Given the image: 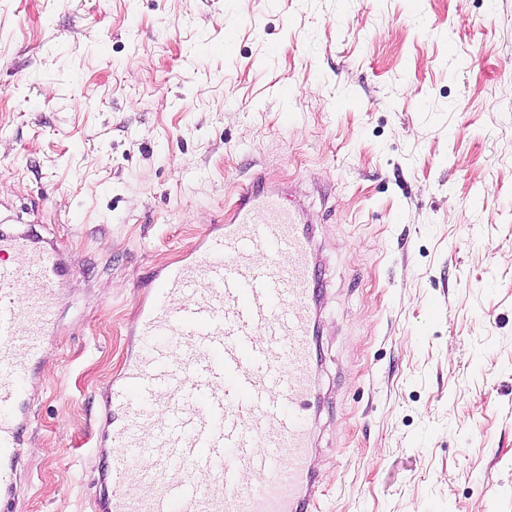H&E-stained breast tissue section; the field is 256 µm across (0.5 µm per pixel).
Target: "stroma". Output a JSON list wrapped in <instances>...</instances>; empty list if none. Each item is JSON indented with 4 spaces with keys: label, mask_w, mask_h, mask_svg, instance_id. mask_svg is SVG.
Returning <instances> with one entry per match:
<instances>
[{
    "label": "stroma",
    "mask_w": 512,
    "mask_h": 512,
    "mask_svg": "<svg viewBox=\"0 0 512 512\" xmlns=\"http://www.w3.org/2000/svg\"><path fill=\"white\" fill-rule=\"evenodd\" d=\"M257 173L320 261L319 512H512V0H0V229L72 260L12 512H97L148 273Z\"/></svg>",
    "instance_id": "35a3bbf8"
}]
</instances>
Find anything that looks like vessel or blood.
<instances>
[{
	"instance_id": "1",
	"label": "vessel or blood",
	"mask_w": 512,
	"mask_h": 512,
	"mask_svg": "<svg viewBox=\"0 0 512 512\" xmlns=\"http://www.w3.org/2000/svg\"><path fill=\"white\" fill-rule=\"evenodd\" d=\"M255 176L220 225L161 265L133 325L139 348L105 393L99 512H315L308 464L319 294L310 228ZM16 253L22 260L5 263ZM68 259L0 230V504L55 334Z\"/></svg>"
}]
</instances>
